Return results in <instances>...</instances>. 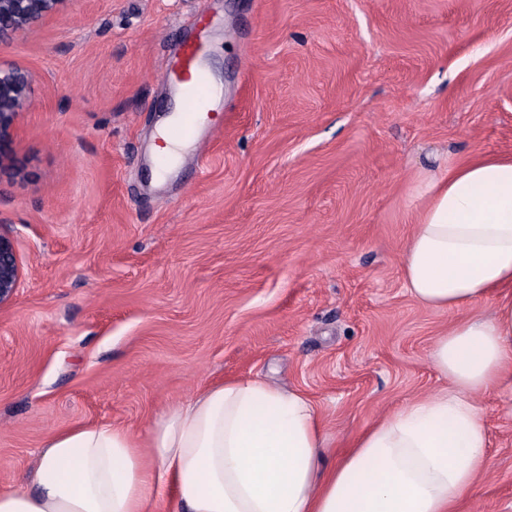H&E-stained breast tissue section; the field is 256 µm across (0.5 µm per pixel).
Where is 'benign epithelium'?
<instances>
[{
	"label": "benign epithelium",
	"instance_id": "1",
	"mask_svg": "<svg viewBox=\"0 0 512 512\" xmlns=\"http://www.w3.org/2000/svg\"><path fill=\"white\" fill-rule=\"evenodd\" d=\"M72 0H0V40L25 36L42 20L66 14ZM34 77L25 68L0 61V173L12 166L9 147L31 103ZM22 266L11 234L0 225V308L20 287Z\"/></svg>",
	"mask_w": 512,
	"mask_h": 512
}]
</instances>
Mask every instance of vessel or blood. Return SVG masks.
I'll list each match as a JSON object with an SVG mask.
<instances>
[{"label": "vessel or blood", "instance_id": "b4317fda", "mask_svg": "<svg viewBox=\"0 0 512 512\" xmlns=\"http://www.w3.org/2000/svg\"><path fill=\"white\" fill-rule=\"evenodd\" d=\"M204 50L200 40L186 39L182 42L177 57L166 67L165 80L180 88L183 99L178 120L166 130V135L171 140L195 139L200 122L212 115L213 91L207 74L200 67Z\"/></svg>", "mask_w": 512, "mask_h": 512}]
</instances>
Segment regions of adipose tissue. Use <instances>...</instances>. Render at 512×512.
I'll return each instance as SVG.
<instances>
[{"label":"adipose tissue","instance_id":"ef3b65f1","mask_svg":"<svg viewBox=\"0 0 512 512\" xmlns=\"http://www.w3.org/2000/svg\"><path fill=\"white\" fill-rule=\"evenodd\" d=\"M425 196L400 266L420 306L458 315L430 352L447 388L365 426L333 463L304 392L227 378L145 439L110 424L56 434L0 512H458L490 466L476 396L512 395V155L448 166Z\"/></svg>","mask_w":512,"mask_h":512}]
</instances>
